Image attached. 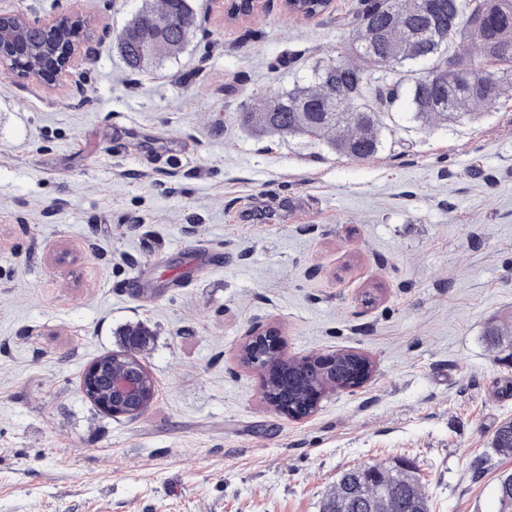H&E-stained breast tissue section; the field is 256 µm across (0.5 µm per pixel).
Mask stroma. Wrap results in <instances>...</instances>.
<instances>
[{
  "instance_id": "obj_1",
  "label": "stroma",
  "mask_w": 512,
  "mask_h": 512,
  "mask_svg": "<svg viewBox=\"0 0 512 512\" xmlns=\"http://www.w3.org/2000/svg\"><path fill=\"white\" fill-rule=\"evenodd\" d=\"M143 2L0 0L100 41L49 80L0 61V512H319L343 469L400 458L430 512H512V351L485 336L512 322V98L445 125L399 104L351 158L240 117L346 52L360 0H190L184 52L135 74L113 43ZM135 325L156 392L129 419L81 382ZM272 327L372 374L283 415L238 358Z\"/></svg>"
}]
</instances>
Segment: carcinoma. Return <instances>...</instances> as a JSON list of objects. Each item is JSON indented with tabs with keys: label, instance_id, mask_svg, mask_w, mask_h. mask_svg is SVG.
<instances>
[{
	"label": "carcinoma",
	"instance_id": "obj_1",
	"mask_svg": "<svg viewBox=\"0 0 512 512\" xmlns=\"http://www.w3.org/2000/svg\"><path fill=\"white\" fill-rule=\"evenodd\" d=\"M194 24L188 0H158L131 18L116 46L127 66L139 71L179 55ZM352 31L346 55L320 62L310 85L257 104L244 113V123L282 138L318 137L339 153L369 159L379 150L383 117L400 97L396 73L410 64L432 63L425 72L407 71L410 112L421 122L473 119L512 95V0H364ZM24 36L42 71L52 72L67 40L33 27ZM482 60L506 68L490 74ZM358 359L344 353L330 362H284L288 383L273 378L265 397L281 411H306L312 393L348 387L359 373ZM492 448L512 454V420L496 429ZM320 512H429V499L415 467L399 460L344 470Z\"/></svg>",
	"mask_w": 512,
	"mask_h": 512
}]
</instances>
